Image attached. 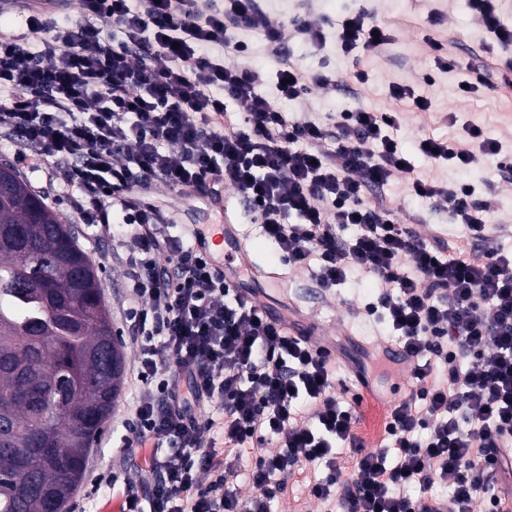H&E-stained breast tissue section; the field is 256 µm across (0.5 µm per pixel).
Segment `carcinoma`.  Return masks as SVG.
I'll return each mask as SVG.
<instances>
[{"label": "carcinoma", "mask_w": 512, "mask_h": 512, "mask_svg": "<svg viewBox=\"0 0 512 512\" xmlns=\"http://www.w3.org/2000/svg\"><path fill=\"white\" fill-rule=\"evenodd\" d=\"M2 176L11 195L0 200V424L22 434L0 440V512L61 510L122 385L123 371L93 353L122 345L73 228L13 164L0 162ZM12 360L35 365L36 380L8 369ZM41 394L56 405L46 426L31 405Z\"/></svg>", "instance_id": "cac0c4a2"}]
</instances>
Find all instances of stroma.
<instances>
[{
	"mask_svg": "<svg viewBox=\"0 0 512 512\" xmlns=\"http://www.w3.org/2000/svg\"><path fill=\"white\" fill-rule=\"evenodd\" d=\"M254 4L271 22L285 24L284 41L275 50L262 32L238 30L234 38L245 42L248 51L239 55L224 49V60L226 64L258 72L262 78L259 90L275 108L296 120L323 125L338 113L360 108L401 113L402 121L393 135L417 174L447 185L476 184L494 206L487 217L486 237L479 240L465 225L453 223L447 209H431L414 196L404 177H394L383 188L371 189L367 195L370 203H384L400 223L412 226L426 240H438L471 255H482L490 247L512 249V48L502 47L489 38L470 0H254ZM362 10L389 30L391 40L375 52L343 53L336 43L333 24L345 13ZM302 21L323 29L325 39L320 46H312L296 33L295 25ZM442 59L447 60V68L439 67ZM285 63L294 64L307 74L329 75L332 83L326 87L309 85L301 99H286L276 87V72ZM359 70L368 73L366 83L355 81ZM465 83L470 84V92H462ZM395 84L410 86L427 97L429 109L421 111L411 101L391 97L390 88ZM452 113L459 117L454 125L448 120ZM466 121L477 124L486 137L498 141L502 146L500 154L484 157L471 168L459 170L437 168L418 151V142L425 136L464 141L462 124ZM1 158L14 160L31 189L43 196L65 223L72 225L78 246L102 280L103 299L124 345L126 366L134 368L137 351L131 338L132 328L125 319V253L113 250L111 241L95 237L89 225L80 223L79 191H65L61 179L48 178L46 169L38 170L31 161L15 159L13 146L0 137ZM226 196L234 208L240 238L253 250L258 265L281 272L286 284L281 290L262 278L251 277L247 286L254 289L271 315L291 319L293 308L298 305L309 313L301 324L302 331H332L330 350L340 364L335 393L351 399L361 341L383 337L386 332L384 324L363 313L375 287L372 277L355 271L335 292L321 293L309 271L290 268L279 258L254 213L239 206L237 193L230 190ZM145 199L174 217L177 225L171 233L175 236L192 224L202 226L224 220L218 209L204 206L192 197L178 196L164 185L147 193ZM139 394L131 380H124L102 432L91 444L86 465L88 476L65 504V512H113L111 493H92L89 475L97 470L121 477L133 473L136 463L120 446L125 432L121 421L128 404ZM360 409L358 435L367 450H384L388 441L383 410L368 394L364 395ZM327 474L324 468L315 473L306 468L300 470L284 493L270 502L269 512H318L320 505L310 499L308 485L313 476Z\"/></svg>",
	"mask_w": 512,
	"mask_h": 512,
	"instance_id": "35a3bbf8",
	"label": "stroma"
}]
</instances>
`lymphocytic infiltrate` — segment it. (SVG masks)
<instances>
[{
    "label": "lymphocytic infiltrate",
    "mask_w": 512,
    "mask_h": 512,
    "mask_svg": "<svg viewBox=\"0 0 512 512\" xmlns=\"http://www.w3.org/2000/svg\"><path fill=\"white\" fill-rule=\"evenodd\" d=\"M80 8L79 23L57 30L29 7L27 34L0 37V133L21 158L65 163L62 181L82 193L81 218L97 236H112L117 213L133 228L115 245L129 259L133 381L142 392L121 442L144 465L113 487L120 512H267L295 470L317 462L328 475L309 494L324 512H437L443 503L473 512L479 497L486 512H502L499 476L512 470V252L446 253L366 203L365 192L405 176L432 208L452 200L453 219L479 238L490 200L471 184L448 189L419 177L392 135L400 113L359 109L329 127L295 121L259 92V74L208 54L214 44L244 52L236 29L281 44L283 27L252 0H80ZM99 19L124 40L104 38ZM336 39L349 54L377 50L390 34L358 11L338 19ZM229 99L244 105L240 121ZM467 132L469 146L425 137L418 150L463 169L499 154L479 126ZM159 182L233 188L289 265L313 268L322 292L354 270L378 282L365 313L381 315L413 364L414 388L385 422L395 464L356 433L361 396L344 405L332 394L330 350L288 335L254 292L231 288L208 254L179 244L166 217L140 200ZM344 227L351 239L341 238ZM205 404L221 419L202 418ZM216 427L222 457L204 439ZM269 442L278 450L251 471L262 495L242 502L229 487L239 451ZM437 482L449 485L447 501L430 495Z\"/></svg>",
    "instance_id": "1"
}]
</instances>
